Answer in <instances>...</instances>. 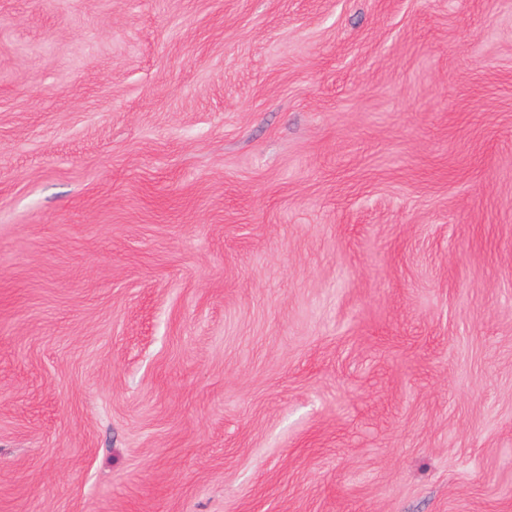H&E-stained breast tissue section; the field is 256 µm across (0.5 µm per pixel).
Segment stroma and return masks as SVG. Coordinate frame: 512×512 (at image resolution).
Wrapping results in <instances>:
<instances>
[{"instance_id": "obj_1", "label": "stroma", "mask_w": 512, "mask_h": 512, "mask_svg": "<svg viewBox=\"0 0 512 512\" xmlns=\"http://www.w3.org/2000/svg\"><path fill=\"white\" fill-rule=\"evenodd\" d=\"M512 0H0V512H512Z\"/></svg>"}]
</instances>
